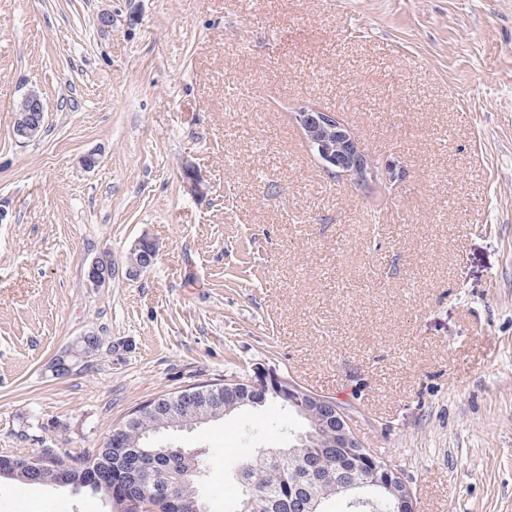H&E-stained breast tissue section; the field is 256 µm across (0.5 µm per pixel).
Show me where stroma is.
<instances>
[{"label":"stroma","instance_id":"35a3bbf8","mask_svg":"<svg viewBox=\"0 0 512 512\" xmlns=\"http://www.w3.org/2000/svg\"><path fill=\"white\" fill-rule=\"evenodd\" d=\"M303 104L401 181L325 172ZM257 366L347 408L417 512H512V0H0V453L104 447ZM298 425L270 402L180 432L209 512ZM0 512L110 506L2 477ZM23 103V107L21 110L17 111L18 118L15 116L14 124L16 122V130L18 128L22 127L20 131H17V136L21 137L23 139H36L37 135L40 131V124H41V117L45 112V106L43 102V98L34 89L28 90L26 93L23 94V100L20 98L16 110L20 108L21 104ZM27 112H35L39 113L40 116L36 119H30L24 126V122L26 119L29 118V115H27ZM14 124H13V132H14Z\"/></svg>","mask_w":512,"mask_h":512}]
</instances>
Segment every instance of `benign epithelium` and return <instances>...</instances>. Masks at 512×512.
I'll use <instances>...</instances> for the list:
<instances>
[{
    "label": "benign epithelium",
    "instance_id": "benign-epithelium-1",
    "mask_svg": "<svg viewBox=\"0 0 512 512\" xmlns=\"http://www.w3.org/2000/svg\"><path fill=\"white\" fill-rule=\"evenodd\" d=\"M22 103L24 112H35L40 115L45 112L43 98L34 89L23 94ZM295 120L329 172L350 178L359 188L364 186L367 179H377L378 163L365 151L335 113L302 106L295 112ZM103 266H107V261L102 257H96L86 265L88 282L95 287L108 284V279L112 278L110 274L104 277L99 275ZM226 389L235 393L233 400L237 406L260 407L265 404L269 395L274 393L288 398V401L303 412H318L324 422L322 435L330 446L349 457L356 458L372 473L375 484L385 488L392 495L394 512H416L411 490L401 473L389 461L377 460L362 451L363 444L353 429L350 414L336 400L309 391L294 381H287L276 370L263 366L255 367L253 375L241 381V385H228ZM157 454L156 450L139 451V458L134 461L132 473L135 481L141 484L147 482L149 474L154 470ZM15 466L36 471L49 469L57 476L55 487L73 493L80 491V488L70 480L69 465L58 463L50 451L40 457H22L15 461ZM333 476L328 470L319 477L310 476L308 480L321 481ZM334 477L350 497L357 498L355 488L358 487V483L353 477L339 474ZM122 507L135 508L137 512L154 510L150 497L142 491L135 496L123 498Z\"/></svg>",
    "mask_w": 512,
    "mask_h": 512
}]
</instances>
